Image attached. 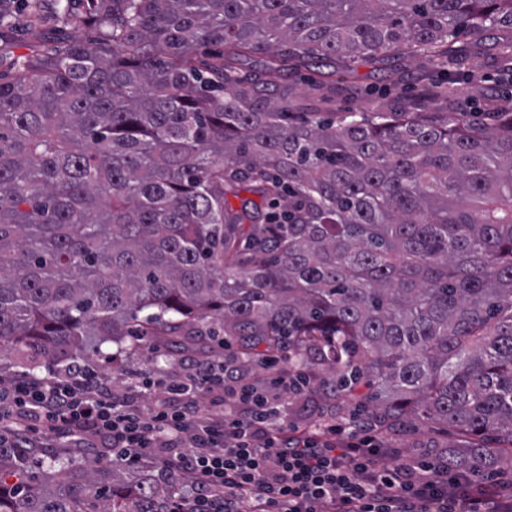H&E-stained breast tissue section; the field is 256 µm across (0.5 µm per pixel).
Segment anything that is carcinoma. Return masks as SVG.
Here are the masks:
<instances>
[{
	"label": "carcinoma",
	"instance_id": "cac0c4a2",
	"mask_svg": "<svg viewBox=\"0 0 512 512\" xmlns=\"http://www.w3.org/2000/svg\"><path fill=\"white\" fill-rule=\"evenodd\" d=\"M87 2L68 20L96 49L0 77V349L62 361L139 322L288 348L390 420L467 437L450 468L512 455V106L291 118L240 68L260 55L274 85L287 62L457 60L512 32V0ZM23 453L0 448V512H163L152 474L57 479Z\"/></svg>",
	"mask_w": 512,
	"mask_h": 512
}]
</instances>
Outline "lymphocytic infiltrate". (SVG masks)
I'll use <instances>...</instances> for the list:
<instances>
[{"mask_svg": "<svg viewBox=\"0 0 512 512\" xmlns=\"http://www.w3.org/2000/svg\"><path fill=\"white\" fill-rule=\"evenodd\" d=\"M214 388L248 404L246 416L204 412L196 395ZM169 391L177 406L155 408L129 403L111 379L87 369L25 378L0 390V447H31L32 430L73 442L95 431L117 460L157 461L188 475L187 493L169 512H512V477H486L482 462L456 472L439 460L384 465L372 427L320 425L310 435L274 427L279 399L234 370L195 361ZM161 440L179 453L156 460Z\"/></svg>", "mask_w": 512, "mask_h": 512, "instance_id": "lymphocytic-infiltrate-1", "label": "lymphocytic infiltrate"}]
</instances>
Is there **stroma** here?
<instances>
[{"label": "stroma", "instance_id": "1", "mask_svg": "<svg viewBox=\"0 0 512 512\" xmlns=\"http://www.w3.org/2000/svg\"><path fill=\"white\" fill-rule=\"evenodd\" d=\"M64 6L65 0H16L12 37L0 42V74L10 75L18 59L33 48L59 50L73 38L89 46L95 44L97 32L68 25ZM471 68L476 73L475 79L456 83L453 96L432 102L430 111L455 112L463 118L477 120L489 108L487 91H494L504 101L512 99V87L498 82L500 65L492 55L472 56ZM448 69V64L433 65L416 57L392 72L361 61L355 66L354 76L346 79L339 76L328 79L305 71L289 79L288 104L292 111L314 110L330 118L346 112H393L403 101L416 99L422 76L430 73L438 76ZM224 355L223 349L200 337L187 339L185 346L174 352L154 337L132 335L117 344L89 340L76 361L111 378L114 392L134 397L145 406H165L173 400L169 386L184 377L189 361L200 358L219 362ZM236 368L244 382L282 399L277 421L283 425L305 429L323 421L341 423L357 414L373 413L371 395L365 387H357L353 395L336 400L332 374L318 367L309 368V387L302 394H295L294 367L284 353L278 354L272 368L259 367L243 356L238 357ZM379 439L387 450L384 460L388 463L412 458L433 459L442 450L464 442L454 429L426 420L407 422L380 432ZM109 453V448L95 437L88 448L79 453L70 452L61 444L36 449L34 457L44 462L107 464L112 470L123 471V464L110 462Z\"/></svg>", "mask_w": 512, "mask_h": 512}]
</instances>
